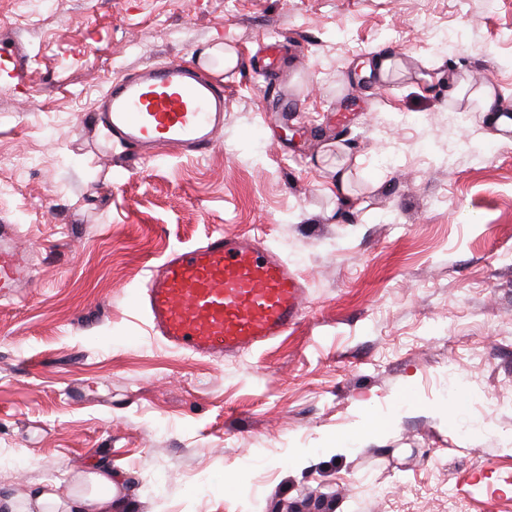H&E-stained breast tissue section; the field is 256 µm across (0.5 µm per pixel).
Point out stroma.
Segmentation results:
<instances>
[{
    "mask_svg": "<svg viewBox=\"0 0 512 512\" xmlns=\"http://www.w3.org/2000/svg\"><path fill=\"white\" fill-rule=\"evenodd\" d=\"M266 42L284 64L260 77ZM222 44L206 155L102 152L110 79ZM380 54L405 73L361 83ZM452 75L512 92V0H0V223L35 264L0 302V498L108 467L116 512H512V137L449 102ZM217 229L307 291L301 323L220 362L132 301Z\"/></svg>",
    "mask_w": 512,
    "mask_h": 512,
    "instance_id": "1",
    "label": "stroma"
}]
</instances>
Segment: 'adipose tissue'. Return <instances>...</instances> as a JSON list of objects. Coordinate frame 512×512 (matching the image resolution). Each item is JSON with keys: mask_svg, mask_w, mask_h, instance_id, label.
Wrapping results in <instances>:
<instances>
[{"mask_svg": "<svg viewBox=\"0 0 512 512\" xmlns=\"http://www.w3.org/2000/svg\"><path fill=\"white\" fill-rule=\"evenodd\" d=\"M454 100L465 99L471 102L473 111L488 115L491 122L506 125L503 108L491 85L470 88L465 82H457L450 90ZM81 491L64 496L56 490L41 487L26 502H6L7 512H112L114 484L112 473L108 470H96L82 479Z\"/></svg>", "mask_w": 512, "mask_h": 512, "instance_id": "adipose-tissue-1", "label": "adipose tissue"}]
</instances>
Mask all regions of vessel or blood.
I'll return each mask as SVG.
<instances>
[{
    "label": "vessel or blood",
    "instance_id": "1",
    "mask_svg": "<svg viewBox=\"0 0 512 512\" xmlns=\"http://www.w3.org/2000/svg\"><path fill=\"white\" fill-rule=\"evenodd\" d=\"M224 85L179 63L148 66L110 81L101 121L124 153L152 157L165 144L209 151L224 126ZM0 225V299L14 298L33 276ZM306 290L287 262L249 236L215 230L193 247L170 248L135 295L154 328L186 354L221 359L284 335L304 311Z\"/></svg>",
    "mask_w": 512,
    "mask_h": 512
}]
</instances>
